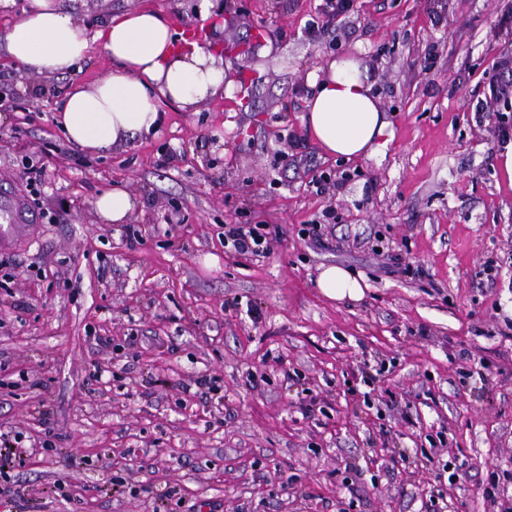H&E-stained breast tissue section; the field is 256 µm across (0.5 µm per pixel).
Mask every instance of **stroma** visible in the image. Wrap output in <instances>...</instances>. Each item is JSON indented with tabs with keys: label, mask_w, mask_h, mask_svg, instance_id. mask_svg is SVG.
<instances>
[{
	"label": "stroma",
	"mask_w": 512,
	"mask_h": 512,
	"mask_svg": "<svg viewBox=\"0 0 512 512\" xmlns=\"http://www.w3.org/2000/svg\"><path fill=\"white\" fill-rule=\"evenodd\" d=\"M224 99L163 105L148 140L89 154L55 115L111 64L33 80L0 52V172L42 170L46 222L0 247V512H495L512 502V183L474 107L512 0H211ZM186 0H81L79 22ZM434 53L424 70L426 53ZM367 64L380 151L325 154L301 121L324 61ZM350 174L320 195V173ZM134 193L120 224L98 195ZM228 224L268 249L242 255ZM359 301L317 288L323 265ZM211 388L200 391L199 378ZM323 2L324 4L320 5V8H317L318 12L316 13V18H311L307 25L309 31H318L320 21L323 27L326 18V22L328 23L334 18L346 17L351 13L358 12L361 7L358 6V0H324ZM225 228L228 229L224 232V237L227 241H232L236 252L241 254H258V252L264 251L263 248L260 250L264 235L258 231V226H252L251 224H228ZM316 286L321 293L336 301H358L364 296L365 284L339 265H323L316 278Z\"/></svg>",
	"instance_id": "1"
}]
</instances>
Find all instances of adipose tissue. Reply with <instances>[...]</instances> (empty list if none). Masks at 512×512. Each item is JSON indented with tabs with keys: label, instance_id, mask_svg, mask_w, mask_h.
<instances>
[{
	"label": "adipose tissue",
	"instance_id": "1",
	"mask_svg": "<svg viewBox=\"0 0 512 512\" xmlns=\"http://www.w3.org/2000/svg\"><path fill=\"white\" fill-rule=\"evenodd\" d=\"M112 63L106 77L74 85L56 118L68 139L96 154L156 134L163 104L191 109L224 94V59L213 43L180 42L159 12L135 7L91 31L68 0H27L0 33V48L32 77L66 75L93 47ZM354 58L314 70L312 93L301 117L309 137L327 154L352 160L373 155L390 122L367 74ZM332 300L357 301L364 286L345 268L321 266L316 278Z\"/></svg>",
	"mask_w": 512,
	"mask_h": 512
}]
</instances>
